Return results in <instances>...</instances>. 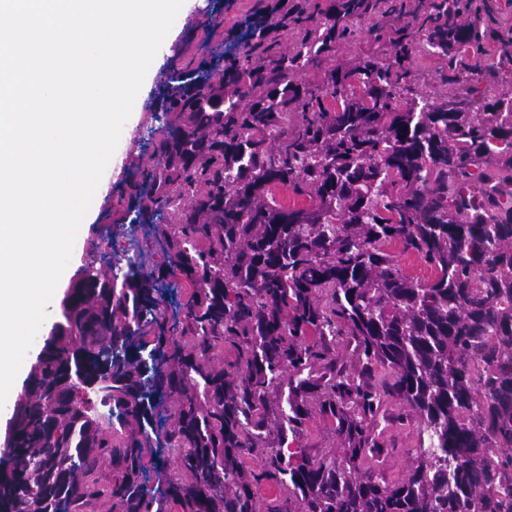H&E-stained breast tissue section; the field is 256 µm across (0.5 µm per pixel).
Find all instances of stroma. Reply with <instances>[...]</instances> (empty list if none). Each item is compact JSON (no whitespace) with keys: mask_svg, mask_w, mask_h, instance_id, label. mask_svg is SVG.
Wrapping results in <instances>:
<instances>
[{"mask_svg":"<svg viewBox=\"0 0 512 512\" xmlns=\"http://www.w3.org/2000/svg\"><path fill=\"white\" fill-rule=\"evenodd\" d=\"M338 0H204L193 7L182 29L160 51V65L146 79L143 93L134 105L129 136L120 141L114 153V168L104 173L108 191L100 213L90 224L88 235L77 249L74 267L97 261L99 267L125 256L140 255L144 271H152L163 260L166 242L151 227L134 223L139 195L144 188L142 174L152 165L155 144L163 137L159 119L167 96L177 85L195 84L199 74L220 76L226 55L255 24L273 22L283 9H319L326 13L337 9ZM394 20L378 16L374 20L354 19L355 41L336 44L337 65L355 66L367 49L389 50ZM486 66L473 85L458 84L448 79V64L427 52L415 53L412 59L416 91L422 96L434 94L455 98L467 112L476 111L492 92L512 93V58L488 47ZM419 419L407 412L404 421H385L384 435L389 446L383 463L373 470L390 482L403 480L415 464Z\"/></svg>","mask_w":512,"mask_h":512,"instance_id":"obj_1","label":"stroma"}]
</instances>
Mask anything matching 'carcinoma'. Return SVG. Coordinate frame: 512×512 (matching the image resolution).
Here are the masks:
<instances>
[{
    "label": "carcinoma",
    "mask_w": 512,
    "mask_h": 512,
    "mask_svg": "<svg viewBox=\"0 0 512 512\" xmlns=\"http://www.w3.org/2000/svg\"><path fill=\"white\" fill-rule=\"evenodd\" d=\"M476 2L434 0L390 54L318 86L299 74L354 37L339 18L399 20L405 0L298 10L244 45L245 64L168 100L138 213L178 214L162 228L164 273L133 257L120 277L82 267L15 404L7 512H153L141 435L154 397L175 404L177 512H512V95L480 112L446 97L398 106L420 46L456 83L480 75L487 33L457 22ZM290 31L299 41L277 51ZM278 184L308 205H278ZM393 242L434 276L406 275ZM168 277L191 290L184 320L145 358ZM394 404L420 429L416 466L389 484L361 465ZM317 415L339 462L290 448Z\"/></svg>",
    "instance_id": "1"
}]
</instances>
